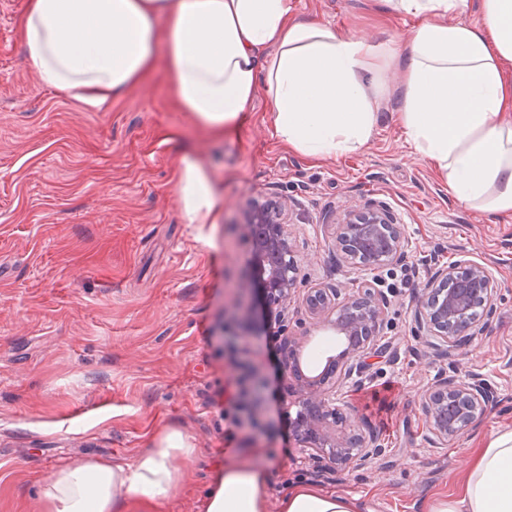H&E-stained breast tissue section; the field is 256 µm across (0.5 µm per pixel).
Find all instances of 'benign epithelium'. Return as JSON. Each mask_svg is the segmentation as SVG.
I'll list each match as a JSON object with an SVG mask.
<instances>
[{
  "mask_svg": "<svg viewBox=\"0 0 512 512\" xmlns=\"http://www.w3.org/2000/svg\"><path fill=\"white\" fill-rule=\"evenodd\" d=\"M288 224L290 206L279 198L256 199L241 210L237 229L258 264L248 305L240 314L245 320L253 316L262 294L270 303L281 306L279 318L287 321L284 304L290 302L298 284V264ZM331 227L337 261L348 266H356V258L362 254L373 255L371 261L363 264L370 270L402 262L407 257L403 225L396 223L384 207L365 205L344 210L335 215ZM450 281L457 282V288L451 291L446 288ZM496 293L494 277L478 263L459 259L439 267L431 273L414 310L417 332L438 348H458L461 339L474 335L477 328V318L471 314L473 300L481 299L483 317L488 318L495 311ZM303 301L310 318L325 320L336 316L342 332L356 343L345 352L344 363H330L314 380L304 379L293 363L285 366V375L295 379L306 394L290 426L300 446L314 451L315 457L326 456L343 469H362L381 452L379 438L365 424L343 423L330 396L336 393V385L362 372V356L376 344L385 301L371 293L344 298L341 288L330 285L307 289ZM263 388L264 378L258 371L242 379L241 390L252 391L256 407L260 405L259 391ZM492 402L491 388L479 379H439L422 400L430 421L431 442L448 445Z\"/></svg>",
  "mask_w": 512,
  "mask_h": 512,
  "instance_id": "benign-epithelium-1",
  "label": "benign epithelium"
}]
</instances>
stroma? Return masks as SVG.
Instances as JSON below:
<instances>
[{"label": "stroma", "mask_w": 512, "mask_h": 512, "mask_svg": "<svg viewBox=\"0 0 512 512\" xmlns=\"http://www.w3.org/2000/svg\"><path fill=\"white\" fill-rule=\"evenodd\" d=\"M24 0H0V512H43L42 488L58 468L130 459L172 428L191 442L175 460L180 491L157 512H203L239 448L276 483H304L366 501L373 512H420L452 493L479 448L512 428V215L489 218L456 205L439 174L385 121L365 149L319 162L272 137L264 91L241 134L203 127L174 103L164 63L108 105L93 107L42 84L27 62L18 21ZM302 16L371 41L407 42L413 22L379 0H296ZM191 152L211 177L217 215L184 223L176 189ZM275 195L291 202L301 287L340 286L352 296L382 279L387 298L379 352L362 379L341 384L336 406L377 433L382 453L365 468L316 469L289 427L298 393L282 374L275 315L259 308L236 344L224 311L251 265L231 230L241 206ZM374 203L404 227L407 258L376 271L336 261L327 218ZM487 264L499 283L496 310L470 345L434 348L413 311L435 268L460 258ZM287 334L310 358L314 340L336 333L312 320L302 295ZM265 375L255 421L238 406L242 362ZM478 374L497 397L479 421L443 448L429 440L422 399L441 373ZM390 382L395 408L367 410Z\"/></svg>", "instance_id": "1"}]
</instances>
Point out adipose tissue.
I'll return each mask as SVG.
<instances>
[{
	"label": "adipose tissue",
	"mask_w": 512,
	"mask_h": 512,
	"mask_svg": "<svg viewBox=\"0 0 512 512\" xmlns=\"http://www.w3.org/2000/svg\"><path fill=\"white\" fill-rule=\"evenodd\" d=\"M416 20L409 46L371 42L299 15L295 0H25L22 35L32 68L56 91L102 106L164 61L178 105L205 127L236 135L264 85L273 136L309 160L362 151L394 102L407 143L446 180L460 207L512 214V0H382ZM477 9L479 24L456 17ZM402 80L388 86L385 74ZM177 196L189 224L209 223L213 182L181 158ZM170 429L129 460L53 471L46 512H125L177 492L175 459L192 457ZM267 471L236 449L204 512H369L356 498L294 487L270 506ZM423 512H512V429L481 448L457 490Z\"/></svg>",
	"instance_id": "adipose-tissue-1"
}]
</instances>
